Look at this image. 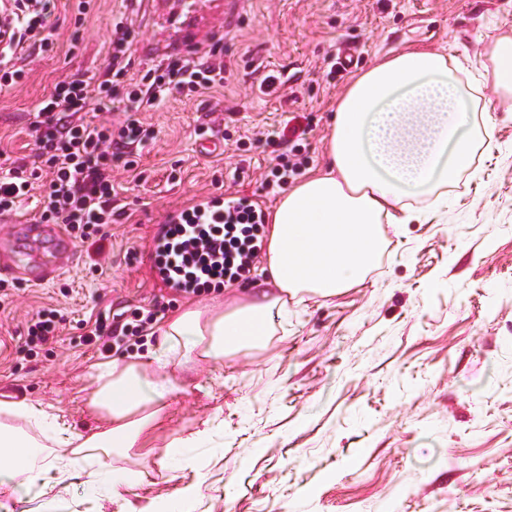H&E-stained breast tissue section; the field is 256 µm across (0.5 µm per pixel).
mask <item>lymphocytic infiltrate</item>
Wrapping results in <instances>:
<instances>
[{"instance_id": "f902f5d3", "label": "lymphocytic infiltrate", "mask_w": 512, "mask_h": 512, "mask_svg": "<svg viewBox=\"0 0 512 512\" xmlns=\"http://www.w3.org/2000/svg\"><path fill=\"white\" fill-rule=\"evenodd\" d=\"M57 0H11L0 8V90L21 85L24 63L32 54L53 52L52 19ZM111 54L101 81L67 76L38 103L30 123L35 133L31 164L0 167V215L12 213L33 185L42 188L39 219L64 225L78 243H87L122 211L112 182L113 163L138 166V149L155 132L136 114L162 105L173 93L201 95L224 84V52L167 55L137 81L127 80L129 31L116 22ZM120 105L118 121L97 119V112ZM259 224L250 206L225 214L219 224H192L189 234L168 237L158 247L168 273L163 283L176 293L197 295L246 277L257 256ZM153 310L134 309L131 320L113 328L98 318L81 344L124 353L140 345Z\"/></svg>"}]
</instances>
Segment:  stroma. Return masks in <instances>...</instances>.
I'll list each match as a JSON object with an SVG mask.
<instances>
[{"instance_id": "stroma-1", "label": "stroma", "mask_w": 512, "mask_h": 512, "mask_svg": "<svg viewBox=\"0 0 512 512\" xmlns=\"http://www.w3.org/2000/svg\"><path fill=\"white\" fill-rule=\"evenodd\" d=\"M208 0L190 42L173 25L181 0H93L82 27L77 0H59L55 50L29 65L25 84L0 90V151L31 163L29 125L59 76L102 75L114 23L130 31L128 75L173 50L224 46V84L140 112L157 138L140 167L113 166L126 213L102 229L103 253L41 286L0 297V398L26 399L83 428L94 417L96 347L74 346L80 321L122 325L135 307L165 321L187 303L157 280L147 253L166 212L206 194L250 196L290 143L310 132L308 171L328 164L329 122L357 72L405 48L465 60L490 106L495 147L447 188L430 219L379 226L388 246L365 280L323 299L301 292L262 345L222 361L174 369L176 393L153 452L113 454L114 471L142 481L133 512H176L181 488L200 483L191 512H512V97L499 91L488 43L512 38V0H247L236 12ZM268 75L283 83L264 91ZM224 153L198 151L204 129ZM65 317L52 344L22 349L40 307ZM210 428L193 468L166 455L174 436ZM0 512H119L76 478L67 487L19 479L0 486Z\"/></svg>"}]
</instances>
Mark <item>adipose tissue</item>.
<instances>
[{
    "label": "adipose tissue",
    "instance_id": "1",
    "mask_svg": "<svg viewBox=\"0 0 512 512\" xmlns=\"http://www.w3.org/2000/svg\"><path fill=\"white\" fill-rule=\"evenodd\" d=\"M460 71L455 57L408 49L355 76L336 102L330 168L288 188L270 214L262 271L273 291L221 309L186 308L160 327L161 355L99 363L89 401L97 425L83 433L49 423L50 459L39 460L40 444L24 429L47 423L46 412L0 400V474L45 486L103 477L109 498L121 500L136 473L103 474L102 459L148 447L179 390L171 364L224 360L264 342L289 298L306 290L329 298L363 282L386 247L378 224L398 223L419 200L437 212L444 188L472 168L477 145L492 149V122L477 118L478 88L463 85Z\"/></svg>",
    "mask_w": 512,
    "mask_h": 512
}]
</instances>
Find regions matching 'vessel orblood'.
Returning <instances> with one entry per match:
<instances>
[{"instance_id": "b4317fda", "label": "vessel or blood", "mask_w": 512, "mask_h": 512, "mask_svg": "<svg viewBox=\"0 0 512 512\" xmlns=\"http://www.w3.org/2000/svg\"><path fill=\"white\" fill-rule=\"evenodd\" d=\"M236 205V198L230 195L200 196L168 211L162 225L167 228L184 223L186 213L193 210L208 215ZM74 255V242L62 225L43 224L28 216L16 222L10 246L0 249V275L43 285L59 276Z\"/></svg>"}]
</instances>
